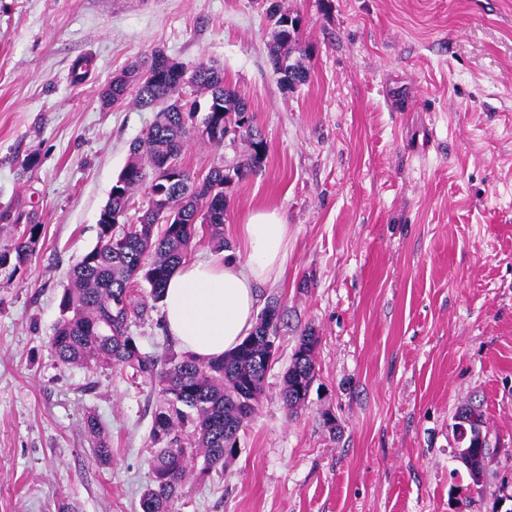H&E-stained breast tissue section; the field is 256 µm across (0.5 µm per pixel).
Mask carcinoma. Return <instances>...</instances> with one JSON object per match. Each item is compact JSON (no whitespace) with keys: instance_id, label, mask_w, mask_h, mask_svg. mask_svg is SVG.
Segmentation results:
<instances>
[{"instance_id":"carcinoma-1","label":"carcinoma","mask_w":512,"mask_h":512,"mask_svg":"<svg viewBox=\"0 0 512 512\" xmlns=\"http://www.w3.org/2000/svg\"><path fill=\"white\" fill-rule=\"evenodd\" d=\"M273 27L269 57L279 82L294 91L311 80L304 58L309 49L299 43V18L281 10L276 0L268 8ZM152 53L146 68L153 78L139 82L141 65L135 63L112 78L102 100L107 106L132 96L143 107L161 106L155 122L130 145V160L112 185L109 199L98 220L97 244L69 271V287L60 302V318L50 347L64 367H98L147 378L159 388L150 441L154 447L151 479L144 488L141 512H174V503L186 480L204 478L224 470V459L233 455L239 430L255 413L262 395L270 359V344L280 318L276 303L258 315L243 342L221 358L199 360L189 354L171 353L159 360L141 351L129 332V321L140 318L164 296L168 275L185 260L198 230H203L218 250L224 241L226 190L260 167L266 140L255 125L247 101L228 86L224 71L204 62L191 72L190 87L206 95L205 104L216 108L197 116L202 108L196 98H173L183 87L181 73L156 70ZM202 128L196 134L220 146L225 137L246 141V161L211 168L201 179L184 167L181 154L195 119ZM144 189L146 208L140 220L151 225L167 222L155 231L139 224L118 226L105 220L127 214L134 191ZM40 225L27 224L17 237L0 244V268L23 266L33 250ZM148 285L143 296L134 294L138 282ZM317 337L306 331L299 336L283 380L281 399L290 411L305 405L316 377ZM85 429L95 440L93 453L109 463L112 448L100 421L85 419Z\"/></svg>"}]
</instances>
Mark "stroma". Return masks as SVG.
<instances>
[{"label":"stroma","instance_id":"1","mask_svg":"<svg viewBox=\"0 0 512 512\" xmlns=\"http://www.w3.org/2000/svg\"><path fill=\"white\" fill-rule=\"evenodd\" d=\"M278 2L312 48L313 79L291 92L266 0H0V242L41 226L28 262L0 271V512H139L150 481L155 385L61 367L49 340L157 115L99 94L157 50L222 68L265 136L227 192L225 241L258 209L291 235L284 278L258 289L281 318L257 410L177 512H512V0ZM248 153L193 137L182 162L202 176ZM308 329L316 379L291 412L283 376ZM130 332L144 353L171 349L161 308ZM470 404L488 431L478 486L451 429ZM84 425L87 433L95 440V445L92 450L97 460L103 464L109 463L112 457V448L100 421L95 415H88Z\"/></svg>","mask_w":512,"mask_h":512}]
</instances>
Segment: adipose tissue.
I'll list each match as a JSON object with an SVG mask.
<instances>
[{
	"mask_svg": "<svg viewBox=\"0 0 512 512\" xmlns=\"http://www.w3.org/2000/svg\"><path fill=\"white\" fill-rule=\"evenodd\" d=\"M240 239V248L209 261L183 262L168 278L164 324L197 359L221 356L248 335L258 285L285 269L290 236L279 213H250L240 226Z\"/></svg>",
	"mask_w": 512,
	"mask_h": 512,
	"instance_id": "ef3b65f1",
	"label": "adipose tissue"
}]
</instances>
